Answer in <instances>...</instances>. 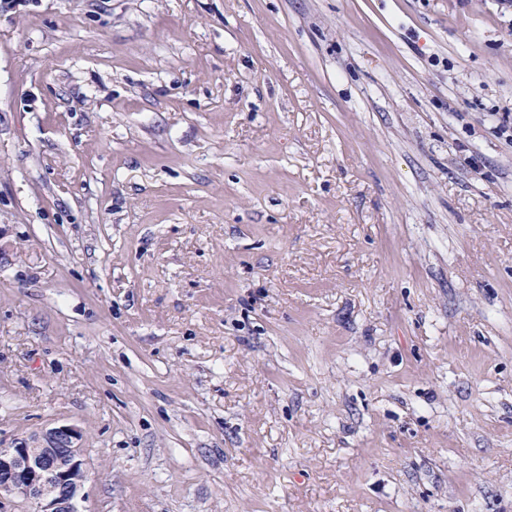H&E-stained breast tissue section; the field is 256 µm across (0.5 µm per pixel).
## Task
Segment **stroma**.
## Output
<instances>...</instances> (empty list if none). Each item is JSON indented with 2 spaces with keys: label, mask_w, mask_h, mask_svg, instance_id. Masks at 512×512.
I'll return each instance as SVG.
<instances>
[{
  "label": "stroma",
  "mask_w": 512,
  "mask_h": 512,
  "mask_svg": "<svg viewBox=\"0 0 512 512\" xmlns=\"http://www.w3.org/2000/svg\"><path fill=\"white\" fill-rule=\"evenodd\" d=\"M512 0H0V448L79 512H512ZM80 441V430L64 425L47 431L39 448H0V506L20 497L38 512H77L88 466Z\"/></svg>",
  "instance_id": "35a3bbf8"
}]
</instances>
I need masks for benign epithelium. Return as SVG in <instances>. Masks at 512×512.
I'll use <instances>...</instances> for the list:
<instances>
[{"instance_id":"obj_1","label":"benign epithelium","mask_w":512,"mask_h":512,"mask_svg":"<svg viewBox=\"0 0 512 512\" xmlns=\"http://www.w3.org/2000/svg\"><path fill=\"white\" fill-rule=\"evenodd\" d=\"M80 441L81 431L64 425L47 431L37 448H0V506L20 497L37 512H77L88 466Z\"/></svg>"}]
</instances>
